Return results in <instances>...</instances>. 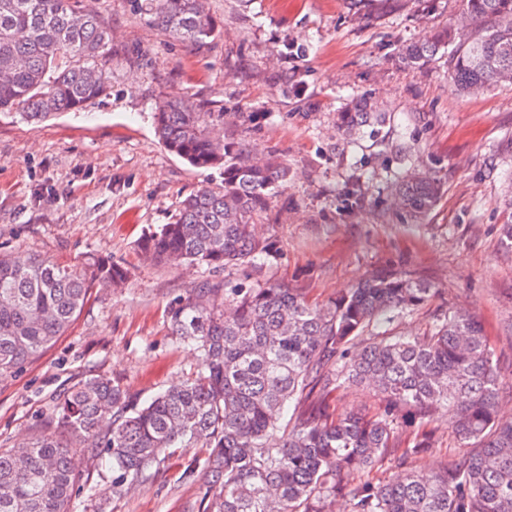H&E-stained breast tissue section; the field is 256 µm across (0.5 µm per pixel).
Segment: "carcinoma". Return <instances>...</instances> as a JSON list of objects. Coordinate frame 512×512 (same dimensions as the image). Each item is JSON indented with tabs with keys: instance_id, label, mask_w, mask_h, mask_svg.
<instances>
[{
	"instance_id": "cac0c4a2",
	"label": "carcinoma",
	"mask_w": 512,
	"mask_h": 512,
	"mask_svg": "<svg viewBox=\"0 0 512 512\" xmlns=\"http://www.w3.org/2000/svg\"><path fill=\"white\" fill-rule=\"evenodd\" d=\"M463 27L440 30L432 45H408L401 61L428 64L448 45V69L463 95L512 80V0H461ZM377 14L398 0H354ZM154 25L198 48L217 35L206 0H144ZM112 33L89 0H0V112L22 109L29 122L79 110L109 84L104 63ZM356 103L342 117L351 132L372 116ZM381 122L384 116L375 114ZM156 134L170 153L197 169L218 168L224 182L203 184L171 222L139 242L142 254L171 266L217 272L277 258L255 221L288 165L259 156L224 135V113L163 100ZM440 184L415 172L401 177V207L422 218ZM127 271L98 254L80 268L43 257L25 263L0 252V376L50 347L84 307L90 285L120 288ZM430 285L379 272L326 303L269 282L226 288L206 282L169 307L172 334L195 346L199 364L182 386L140 404L102 375L59 401L64 437L43 435L0 450V512H70L72 446L112 462V494L150 480L168 448H202L181 478L202 470L210 483L201 512H512V425L498 421L506 399L481 323L449 312L422 336L369 333L375 323L419 310ZM369 382L385 401L376 414H337L328 396ZM461 443L450 468L408 470L385 483L363 478L387 454L406 462L434 448L426 430L435 409ZM419 423L402 440L399 417Z\"/></svg>"
}]
</instances>
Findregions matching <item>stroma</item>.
<instances>
[{
	"label": "stroma",
	"mask_w": 512,
	"mask_h": 512,
	"mask_svg": "<svg viewBox=\"0 0 512 512\" xmlns=\"http://www.w3.org/2000/svg\"><path fill=\"white\" fill-rule=\"evenodd\" d=\"M112 30L110 89L82 110L40 123L0 114V250L77 266L111 256L128 272L121 288L94 286L64 336L0 378V450L59 434L57 406L89 375L139 402L197 369L193 347L173 336L171 304L202 280L258 287L278 281L325 300L380 271L430 284L428 302L387 325L422 335L444 313L478 316L512 389V83L457 94L448 52L428 65L399 62L400 46L432 41L457 20L459 0H406L399 12L358 20L349 0H208L220 34L202 48L174 41L136 0H94ZM187 101L221 112L226 132L276 154L291 171L256 231L278 258L211 275L146 260L139 240L177 213L200 184L221 183L169 153L155 135V106ZM367 100L384 122L348 136L340 112ZM415 169L444 193L410 218L393 184ZM431 454L398 466L387 457L368 477L450 465L459 443L444 415L430 424ZM193 457L164 460L154 479L112 494L109 459H76L73 512H199L208 486L185 481Z\"/></svg>",
	"instance_id": "35a3bbf8"
}]
</instances>
